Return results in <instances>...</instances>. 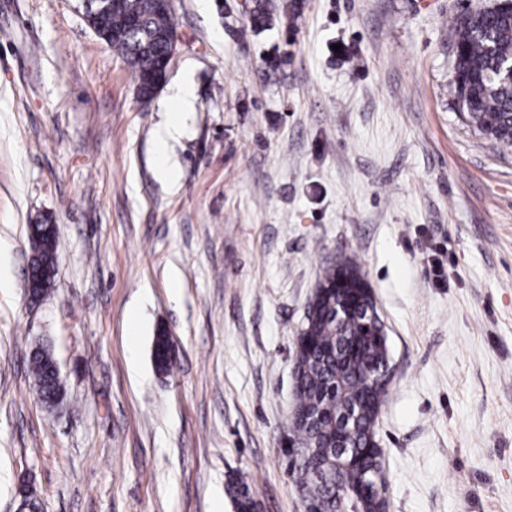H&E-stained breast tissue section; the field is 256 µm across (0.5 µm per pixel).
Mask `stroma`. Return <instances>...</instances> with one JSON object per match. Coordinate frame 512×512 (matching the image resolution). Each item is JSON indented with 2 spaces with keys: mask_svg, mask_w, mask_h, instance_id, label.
Returning <instances> with one entry per match:
<instances>
[{
  "mask_svg": "<svg viewBox=\"0 0 512 512\" xmlns=\"http://www.w3.org/2000/svg\"><path fill=\"white\" fill-rule=\"evenodd\" d=\"M292 2L296 22L258 33L240 0H173L170 75L145 105L76 0H0V512L27 495L237 512L236 482L257 512H305L284 452L296 337L344 257L390 349L388 512H512V150L466 123L452 84L456 20L496 0ZM186 79L193 109L159 144ZM42 219L57 273L33 303ZM39 346L63 380L53 408ZM51 358L45 352L36 351L31 359V370L32 374L35 378L36 385V394L39 395L40 399L44 403H49L52 401V397L55 392L56 395L54 397V405L59 404L63 399V382L60 375L59 368L57 363L55 362L52 367L53 370V380L56 384V390L53 383L50 381L49 375V366H50ZM53 405V406H54Z\"/></svg>",
  "mask_w": 512,
  "mask_h": 512,
  "instance_id": "stroma-1",
  "label": "stroma"
}]
</instances>
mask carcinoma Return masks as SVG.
I'll return each mask as SVG.
<instances>
[{
	"label": "carcinoma",
	"mask_w": 512,
	"mask_h": 512,
	"mask_svg": "<svg viewBox=\"0 0 512 512\" xmlns=\"http://www.w3.org/2000/svg\"><path fill=\"white\" fill-rule=\"evenodd\" d=\"M268 0H253L250 21L254 28L268 25ZM141 22L133 39L111 37L126 28L130 18ZM108 24L100 35L118 51L132 69L135 81L155 72L170 46L157 33L173 28L172 10L161 0H108ZM456 51L454 84L458 110L483 137L504 148H512V6L498 3L492 8L470 11L455 26ZM33 252L46 262L56 257V233H42ZM372 297L368 282L358 265L349 258L323 271L309 306L313 315L304 327L313 348L295 355L299 380L295 385L297 406L308 410V425L291 421L290 431L299 445L314 453L323 475L309 484L308 498L319 512H335L334 492H360L358 512H387L385 495L372 482L375 467L381 466V449L374 445L375 424L386 389L374 379L383 369L388 354L387 338L380 317L363 309ZM51 358L35 352L31 370L36 394L48 403L55 394L50 381ZM354 414L348 429L336 426V419ZM343 439L351 446L354 459L338 465L331 451ZM238 512H256L257 504L245 484L235 486Z\"/></svg>",
	"instance_id": "cac0c4a2"
}]
</instances>
